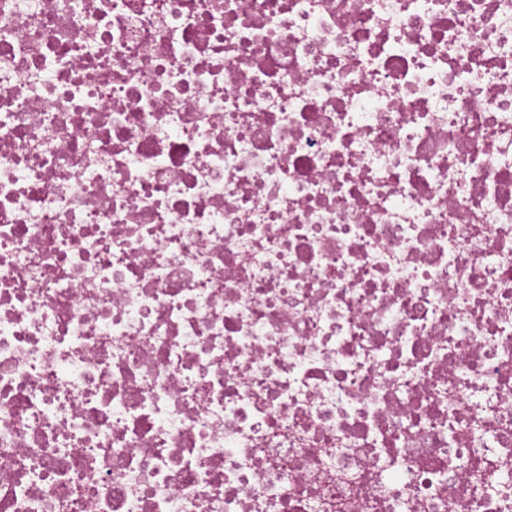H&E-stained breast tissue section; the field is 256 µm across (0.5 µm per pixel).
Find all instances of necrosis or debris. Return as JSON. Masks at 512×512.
<instances>
[{
    "mask_svg": "<svg viewBox=\"0 0 512 512\" xmlns=\"http://www.w3.org/2000/svg\"><path fill=\"white\" fill-rule=\"evenodd\" d=\"M0 512H512V0H0Z\"/></svg>",
    "mask_w": 512,
    "mask_h": 512,
    "instance_id": "necrosis-or-debris-1",
    "label": "necrosis or debris"
}]
</instances>
